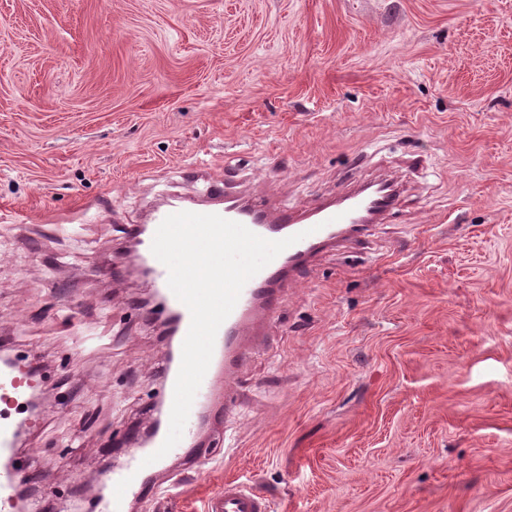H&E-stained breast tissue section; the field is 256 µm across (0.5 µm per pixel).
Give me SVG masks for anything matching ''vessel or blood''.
<instances>
[{
  "label": "vessel or blood",
  "mask_w": 512,
  "mask_h": 512,
  "mask_svg": "<svg viewBox=\"0 0 512 512\" xmlns=\"http://www.w3.org/2000/svg\"><path fill=\"white\" fill-rule=\"evenodd\" d=\"M396 202L395 196L381 197L364 188L332 201L318 198L301 208H283L273 214L265 205L237 195L222 178L215 177L208 180L203 199H180L155 210L148 223L129 227L128 236L138 240L140 260L149 269L146 286L157 295L153 303L139 307L138 312L169 331L172 344L160 355L162 380L150 400L143 428L127 430L120 439L117 462L103 478L105 492L97 512H139L143 504L157 497L171 461L177 459L186 468L198 470L208 447L231 442L229 422L236 412L234 377L253 355L250 337L278 315L281 293L297 270L323 249L361 236L366 230L362 219L367 213L383 217ZM184 211L220 215L269 240L294 235L298 241L243 287L234 309L217 332L213 356L181 440L165 457L152 463L149 455L160 448L169 430L174 385L191 315L170 290L168 270L155 258L151 246L162 221ZM27 388L18 357L1 356L0 403L30 404ZM25 434L23 421L0 412V512H18L17 488L31 473V456L19 452ZM205 512H270V501L254 488L228 481L223 490L208 498Z\"/></svg>",
  "instance_id": "vessel-or-blood-1"
}]
</instances>
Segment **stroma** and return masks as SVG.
<instances>
[{"label": "stroma", "mask_w": 512, "mask_h": 512, "mask_svg": "<svg viewBox=\"0 0 512 512\" xmlns=\"http://www.w3.org/2000/svg\"><path fill=\"white\" fill-rule=\"evenodd\" d=\"M199 169L274 210L401 193L284 289L234 447L144 512L234 479L273 512H512V0H0V345L67 397L28 512H89L143 420L165 343L104 268Z\"/></svg>", "instance_id": "obj_1"}]
</instances>
